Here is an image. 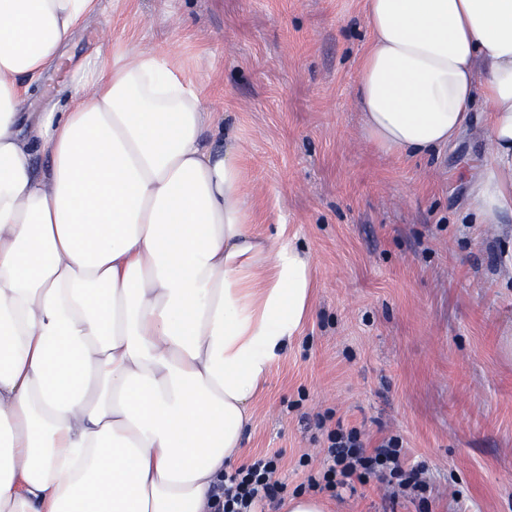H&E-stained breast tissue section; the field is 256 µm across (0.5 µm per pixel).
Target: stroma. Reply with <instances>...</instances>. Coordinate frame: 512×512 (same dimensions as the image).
Here are the masks:
<instances>
[{"instance_id":"stroma-1","label":"stroma","mask_w":512,"mask_h":512,"mask_svg":"<svg viewBox=\"0 0 512 512\" xmlns=\"http://www.w3.org/2000/svg\"><path fill=\"white\" fill-rule=\"evenodd\" d=\"M370 40L363 0H101L31 87L66 93L95 48L167 45L244 141L255 232L310 256L309 318L251 406L242 460L281 455L286 493L317 473L332 416L369 445L398 434L429 465V512H512V278L504 236L464 214L488 157L477 129L407 161L365 139L350 101ZM376 481L326 492L330 512H420Z\"/></svg>"}]
</instances>
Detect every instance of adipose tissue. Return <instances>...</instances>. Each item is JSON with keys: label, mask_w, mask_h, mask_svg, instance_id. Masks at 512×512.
Listing matches in <instances>:
<instances>
[{"label": "adipose tissue", "mask_w": 512, "mask_h": 512, "mask_svg": "<svg viewBox=\"0 0 512 512\" xmlns=\"http://www.w3.org/2000/svg\"><path fill=\"white\" fill-rule=\"evenodd\" d=\"M98 8L0 0V512H222L315 271L253 232L243 146L163 51L95 50L65 100L25 111ZM364 11V136L415 160L482 111L466 213L512 222V0Z\"/></svg>", "instance_id": "obj_1"}]
</instances>
